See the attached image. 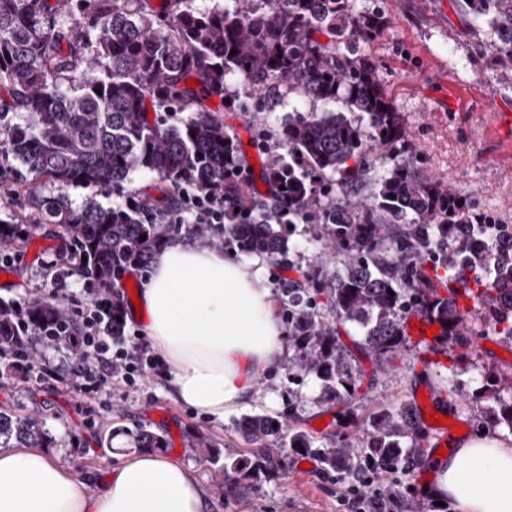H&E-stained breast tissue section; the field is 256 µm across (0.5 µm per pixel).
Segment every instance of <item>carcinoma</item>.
<instances>
[{"label":"carcinoma","instance_id":"carcinoma-1","mask_svg":"<svg viewBox=\"0 0 512 512\" xmlns=\"http://www.w3.org/2000/svg\"><path fill=\"white\" fill-rule=\"evenodd\" d=\"M453 6L471 26L493 31L489 63L512 79V0ZM387 21L381 4L357 15L351 0H231L208 11L193 0H162L157 9L149 0H0V158L20 163L19 181L32 174L56 184L30 203L41 223L65 229L88 284L112 294L105 332L123 333L130 305L123 277L145 269L182 228L124 190L139 169L174 191H224V223L197 224L195 234L300 271L278 283L288 347L282 370L291 380L311 379L327 402L352 405L360 361L381 366L404 348L414 315L446 325L454 374L475 367L474 336L492 334L512 347V250L492 247L494 236L512 239V224L413 162L405 116L365 52ZM231 83L324 105L279 124L286 151L266 153L273 193L263 202L238 176L241 145L215 116L235 102L226 94ZM176 110L191 116L174 123ZM78 183L112 189L122 201L77 205L67 188ZM299 224L336 265L301 266L292 244ZM23 232L0 221V245L21 242ZM460 287L473 299L470 310L458 308ZM27 315L58 322L65 311L41 298ZM10 328L11 309L0 304V346L25 345ZM352 328L361 336L349 346L342 336ZM482 376V390L461 394L490 402L486 423L512 431V374L487 368ZM242 428L261 446L251 457L197 439L242 491L282 471L286 448L315 447L325 467L354 476L364 457L387 468L415 454L421 434L409 407L382 411L363 448L345 439L317 446L308 432L264 414L245 417ZM128 436L137 451L166 447L143 428ZM46 442L39 424L0 412V445Z\"/></svg>","mask_w":512,"mask_h":512}]
</instances>
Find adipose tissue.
I'll use <instances>...</instances> for the list:
<instances>
[{
	"label": "adipose tissue",
	"instance_id": "obj_1",
	"mask_svg": "<svg viewBox=\"0 0 512 512\" xmlns=\"http://www.w3.org/2000/svg\"><path fill=\"white\" fill-rule=\"evenodd\" d=\"M265 257L233 256L198 238H175L154 255L139 292L140 322L161 355L175 399L212 422L275 393L260 382L284 359ZM433 498L452 512H512V443L483 435L437 463ZM0 512H206L190 471L143 451L112 468L103 490L41 448L0 447Z\"/></svg>",
	"mask_w": 512,
	"mask_h": 512
}]
</instances>
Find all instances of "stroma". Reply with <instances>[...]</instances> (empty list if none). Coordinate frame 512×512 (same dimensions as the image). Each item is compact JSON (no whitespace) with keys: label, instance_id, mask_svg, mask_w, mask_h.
<instances>
[{"label":"stroma","instance_id":"35a3bbf8","mask_svg":"<svg viewBox=\"0 0 512 512\" xmlns=\"http://www.w3.org/2000/svg\"><path fill=\"white\" fill-rule=\"evenodd\" d=\"M492 37L490 30L466 25L451 0H390L388 24L367 54L407 118L418 166L477 208L512 224V130L484 118L488 112L512 113V80L501 79L484 63V47ZM53 190L44 178H28L19 192L8 178L0 179V219L28 227L23 243L12 249L14 261L0 283L1 301L46 297L58 273L66 288L82 289L69 237L58 225L39 223L29 204L30 193ZM32 349V368L0 375V411L37 421L50 437L48 454L87 478L92 493L104 488L112 467L126 454L125 438L106 443L109 432L146 428L164 435L167 455L190 468L208 512H344L341 497L351 481L343 473L326 472L317 456L289 455L281 475L260 479L244 493L199 454L197 436H209L217 448L251 454L254 445L241 422L267 411L306 430L316 442L346 437L361 444L381 409L405 404L414 409L442 406L453 424L447 438L451 445L479 436L485 427L483 403L462 400L454 390L461 382L474 391L480 385L477 373L452 377L447 368L428 362L419 344H408L382 370L364 362L369 383L351 406L322 401L311 381L298 384L278 371L261 382L262 389L275 392V410L255 403L220 424L172 398L163 362L134 383L116 378L105 390L82 396L69 371L76 359L72 348L36 342ZM321 418L326 421L322 427L317 424ZM421 442L417 458L373 475V489L390 491L393 512H449L426 493L436 481V439L430 428H423Z\"/></svg>","mask_w":512,"mask_h":512}]
</instances>
